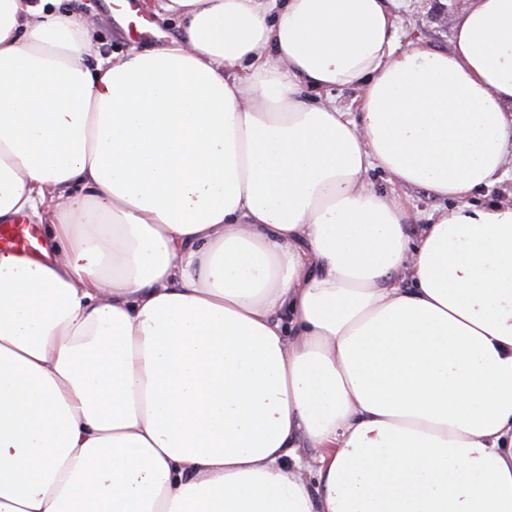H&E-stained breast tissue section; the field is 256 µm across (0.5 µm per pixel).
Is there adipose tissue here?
I'll list each match as a JSON object with an SVG mask.
<instances>
[{"label": "adipose tissue", "instance_id": "ef3b65f1", "mask_svg": "<svg viewBox=\"0 0 512 512\" xmlns=\"http://www.w3.org/2000/svg\"><path fill=\"white\" fill-rule=\"evenodd\" d=\"M157 7L0 0V512H512V0ZM124 1L130 0H114L111 3V12L113 9L122 13L126 9ZM154 2V0L151 2L138 1L137 16L145 22L142 31L138 30L132 22L126 21L122 25L117 23L116 17H112L109 10L108 0H63L59 8L68 9L87 17L93 23V36L102 49L108 55L118 53V56H122L132 50L163 47L168 43L170 37L175 35L174 25L178 23V18L166 16L162 20L151 7ZM148 28L158 31L162 38L160 40L144 38L141 33ZM459 0H403L396 1L403 6H391L393 13L399 16L398 23L405 36L402 45L408 41H422L438 49H449L451 39L450 19L457 15L462 7ZM447 17V23L445 18ZM370 177L378 186L387 192L400 195L407 199L414 214H419L421 216L427 215L436 209L447 205L446 201H442L434 196L428 195L424 191L400 188L399 186L390 183L388 181V176L379 169L370 172ZM25 227L22 223H17L12 226H4L0 229V253H14L17 254L21 251H28L33 246V239L35 237L29 233H25Z\"/></svg>", "mask_w": 512, "mask_h": 512}]
</instances>
